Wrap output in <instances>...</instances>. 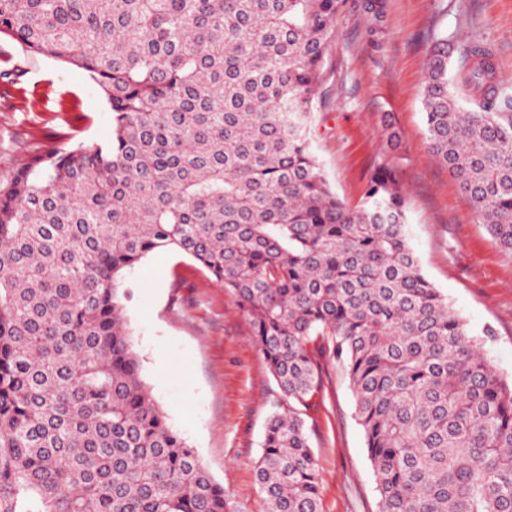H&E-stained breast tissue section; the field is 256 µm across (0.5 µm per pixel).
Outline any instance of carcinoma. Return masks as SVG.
<instances>
[{"label":"carcinoma","mask_w":512,"mask_h":512,"mask_svg":"<svg viewBox=\"0 0 512 512\" xmlns=\"http://www.w3.org/2000/svg\"><path fill=\"white\" fill-rule=\"evenodd\" d=\"M343 0H0V37L84 70L106 144L0 184V512H227L142 375L126 272L165 250L231 291L280 389L265 512H323L303 418L316 356L355 397L378 512H512V384L423 275L399 172L351 206L310 138ZM372 44L386 0H360ZM432 37L431 155L512 256V87L480 41Z\"/></svg>","instance_id":"cac0c4a2"}]
</instances>
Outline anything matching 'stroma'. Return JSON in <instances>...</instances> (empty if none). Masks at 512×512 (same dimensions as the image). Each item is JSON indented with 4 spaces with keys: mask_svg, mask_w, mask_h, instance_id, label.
<instances>
[{
    "mask_svg": "<svg viewBox=\"0 0 512 512\" xmlns=\"http://www.w3.org/2000/svg\"><path fill=\"white\" fill-rule=\"evenodd\" d=\"M358 0H345L314 101L313 150L337 194L358 204L377 166L398 167L410 243L428 280L448 299L484 355L512 380V257L480 224L471 201L427 148L422 90L432 35L449 44L479 37L512 81V0H386L378 44ZM14 74L0 102V183L36 151L108 141L112 113L101 90L74 66L0 39ZM393 117L400 150L383 143ZM126 303L143 379L170 425L223 485L229 512H264L256 463L280 391L255 347L235 296L191 259L156 251L126 274ZM321 388L304 418L320 477L323 512H377L375 476L342 365L321 363Z\"/></svg>",
    "mask_w": 512,
    "mask_h": 512,
    "instance_id": "35a3bbf8",
    "label": "stroma"
}]
</instances>
